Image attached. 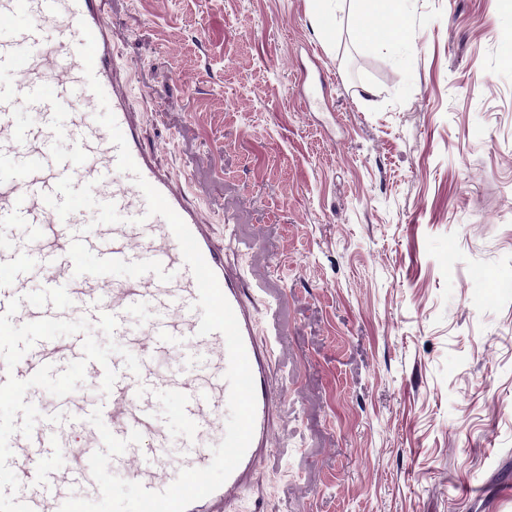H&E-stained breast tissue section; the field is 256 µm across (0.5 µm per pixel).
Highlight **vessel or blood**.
Here are the masks:
<instances>
[{
  "mask_svg": "<svg viewBox=\"0 0 512 512\" xmlns=\"http://www.w3.org/2000/svg\"><path fill=\"white\" fill-rule=\"evenodd\" d=\"M84 25L96 41L93 71L106 95L102 101L90 89L78 54ZM120 71L112 19L98 0H0V351L12 344L18 327L33 337L22 352L0 354V397L20 411L0 420V470L8 474L0 481V512H59L76 485L84 486L85 499H99L89 460L104 443L87 421L93 411L101 412L118 438L141 433V444L113 457L112 469L153 492L167 489L181 470L208 466L211 441L225 434L217 415L229 396L226 340L219 332L199 335L195 278L166 220L148 215L134 181L138 175L164 196L195 237L236 316L255 384L254 434L244 457L215 492L191 503L187 512H232L270 450L277 391L269 375L276 344L258 341L252 307L208 225L199 220L188 175L158 168L143 148ZM104 102L137 174L119 170L117 146L107 129L90 119ZM22 112L37 113V121L20 124ZM60 141L70 144L69 152L56 150ZM66 176L78 187L93 184L99 202L115 205L120 222L98 224L94 213L84 210L60 218L44 197L56 193ZM117 266L138 268L140 274L113 279ZM35 271L45 288L38 296L27 288ZM144 305L152 312L149 322L131 329L129 312ZM74 321L111 325L113 336L137 353L139 367L100 361L56 337V328ZM159 354L168 359L161 372L152 365ZM69 362L85 370L103 402L61 386L47 390ZM162 393L180 399L179 436H171L155 414ZM34 408L44 418L30 425L23 414Z\"/></svg>",
  "mask_w": 512,
  "mask_h": 512,
  "instance_id": "b4317fda",
  "label": "vessel or blood"
}]
</instances>
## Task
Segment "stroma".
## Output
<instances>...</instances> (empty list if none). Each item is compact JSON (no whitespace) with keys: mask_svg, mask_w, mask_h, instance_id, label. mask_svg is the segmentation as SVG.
<instances>
[{"mask_svg":"<svg viewBox=\"0 0 512 512\" xmlns=\"http://www.w3.org/2000/svg\"><path fill=\"white\" fill-rule=\"evenodd\" d=\"M102 8L143 147L277 329L233 512H512V0H405L369 49L348 0Z\"/></svg>","mask_w":512,"mask_h":512,"instance_id":"35a3bbf8","label":"stroma"}]
</instances>
